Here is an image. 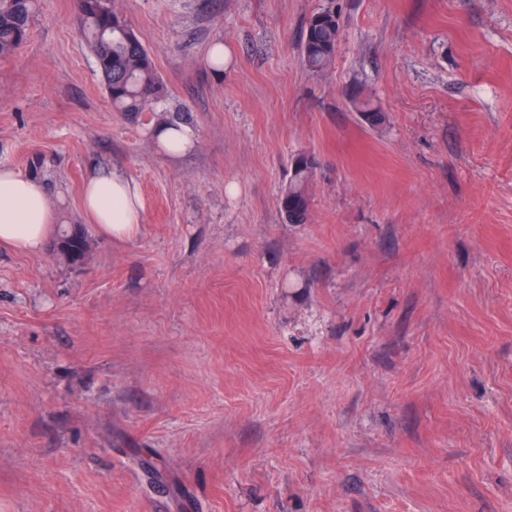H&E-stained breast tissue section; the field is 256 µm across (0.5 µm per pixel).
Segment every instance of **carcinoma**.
Masks as SVG:
<instances>
[{
  "instance_id": "cac0c4a2",
  "label": "carcinoma",
  "mask_w": 512,
  "mask_h": 512,
  "mask_svg": "<svg viewBox=\"0 0 512 512\" xmlns=\"http://www.w3.org/2000/svg\"><path fill=\"white\" fill-rule=\"evenodd\" d=\"M332 2L318 8L306 23L300 53L312 72L326 70L336 56L341 22ZM36 7L37 0H0V56L16 52L25 43ZM75 10L112 106L129 115L151 109L164 88L151 54L126 24L117 0H75ZM360 113L373 127L385 122L384 114L369 99ZM313 172L314 165L305 153L293 157L288 184L278 196L280 212L290 224L307 220ZM57 246L70 261L78 262L87 250V234L74 227L60 237Z\"/></svg>"
}]
</instances>
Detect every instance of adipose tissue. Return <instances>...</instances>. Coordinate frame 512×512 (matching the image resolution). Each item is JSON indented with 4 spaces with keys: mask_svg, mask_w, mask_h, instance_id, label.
Here are the masks:
<instances>
[{
    "mask_svg": "<svg viewBox=\"0 0 512 512\" xmlns=\"http://www.w3.org/2000/svg\"><path fill=\"white\" fill-rule=\"evenodd\" d=\"M82 209L102 234L114 240H131L140 231L138 186L117 174L102 172L87 179ZM60 220L41 181L0 163V243L26 254L38 252Z\"/></svg>",
    "mask_w": 512,
    "mask_h": 512,
    "instance_id": "1",
    "label": "adipose tissue"
}]
</instances>
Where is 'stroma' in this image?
<instances>
[{
  "instance_id": "1",
  "label": "stroma",
  "mask_w": 512,
  "mask_h": 512,
  "mask_svg": "<svg viewBox=\"0 0 512 512\" xmlns=\"http://www.w3.org/2000/svg\"><path fill=\"white\" fill-rule=\"evenodd\" d=\"M323 3L120 0L164 84L135 116L74 0L0 57V162L89 239L0 245V512H512V0H336L313 73ZM105 171L140 188L132 240L80 210ZM340 15L331 4L322 5L307 20L300 46L304 66L312 72L326 70L336 56L340 41ZM152 133L158 146L168 154L184 155L195 145L191 130L181 124L163 122ZM305 155V152H301L293 157L288 184L278 196L280 212L290 224L305 223L309 211V185L314 164L308 162ZM87 234L79 227L66 231L57 242L59 251L70 261H81L87 250Z\"/></svg>"
}]
</instances>
